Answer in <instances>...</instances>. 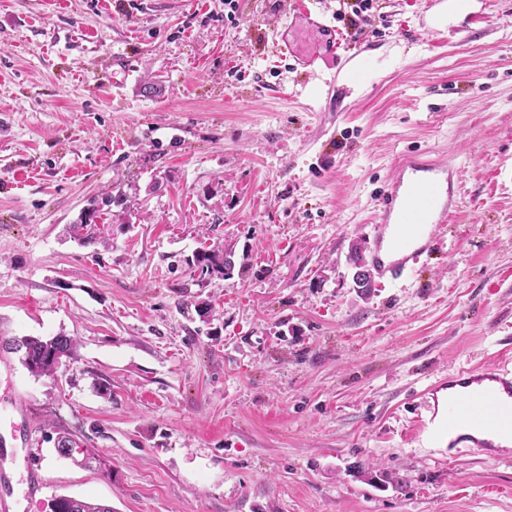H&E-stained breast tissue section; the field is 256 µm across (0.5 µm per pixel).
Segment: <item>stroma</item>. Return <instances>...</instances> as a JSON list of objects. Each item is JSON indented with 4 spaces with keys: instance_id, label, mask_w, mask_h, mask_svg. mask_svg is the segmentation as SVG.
Listing matches in <instances>:
<instances>
[{
    "instance_id": "1",
    "label": "stroma",
    "mask_w": 512,
    "mask_h": 512,
    "mask_svg": "<svg viewBox=\"0 0 512 512\" xmlns=\"http://www.w3.org/2000/svg\"><path fill=\"white\" fill-rule=\"evenodd\" d=\"M291 2L0 0V336L77 342L50 377L0 349L6 512H512V460L420 430L449 374L512 372V0H475L476 33L373 0L308 96L271 50ZM409 151L457 169L460 205L362 298L350 247ZM201 247L236 271L199 278ZM98 210L92 208L89 212L85 213L77 224H70L69 230L74 239L83 245H92L96 242L97 236L93 231L91 225L93 224L91 217L96 214ZM70 432L59 433L56 441V451L64 458L71 459L76 463L88 461L90 458V449L84 446L82 441L72 437ZM82 456V459H78ZM49 512H112L105 503H93L73 496H57L48 503Z\"/></svg>"
}]
</instances>
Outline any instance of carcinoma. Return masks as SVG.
I'll return each instance as SVG.
<instances>
[{
  "label": "carcinoma",
  "instance_id": "obj_1",
  "mask_svg": "<svg viewBox=\"0 0 512 512\" xmlns=\"http://www.w3.org/2000/svg\"><path fill=\"white\" fill-rule=\"evenodd\" d=\"M96 209H91L79 220V223L69 227L73 237L83 245H92L97 236L92 229V216ZM231 253L222 254L211 249H200L194 256L193 268L201 273L224 274V268H232L229 260ZM6 348L14 353L21 354V363L35 377L52 376L60 368L63 359L73 355L76 349V340L63 335L48 339L39 337L4 338L0 336V348ZM56 451L64 458L74 462L88 461L90 449L83 442L72 437L69 432L59 434L56 441ZM49 512H112V507L105 503H93L73 496H57L48 503Z\"/></svg>",
  "mask_w": 512,
  "mask_h": 512
}]
</instances>
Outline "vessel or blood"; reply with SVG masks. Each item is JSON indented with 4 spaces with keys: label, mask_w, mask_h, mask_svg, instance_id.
<instances>
[{
    "label": "vessel or blood",
    "mask_w": 512,
    "mask_h": 512,
    "mask_svg": "<svg viewBox=\"0 0 512 512\" xmlns=\"http://www.w3.org/2000/svg\"><path fill=\"white\" fill-rule=\"evenodd\" d=\"M340 42L326 38L322 51L300 52L287 30L275 34L280 55H292L309 68L312 77L326 80L327 64L333 63ZM456 172L449 164L420 153L408 152L397 161L396 175L379 198L378 224L368 260L375 277L397 281L405 277L417 259L433 250V235H407L410 225L449 223L458 209L450 191ZM390 260H383L382 250ZM447 406L434 410L427 424L433 440L449 446L467 443L490 459H505L511 453L492 442V435H512V374L498 369L463 370L449 375Z\"/></svg>",
    "instance_id": "b4317fda"
}]
</instances>
